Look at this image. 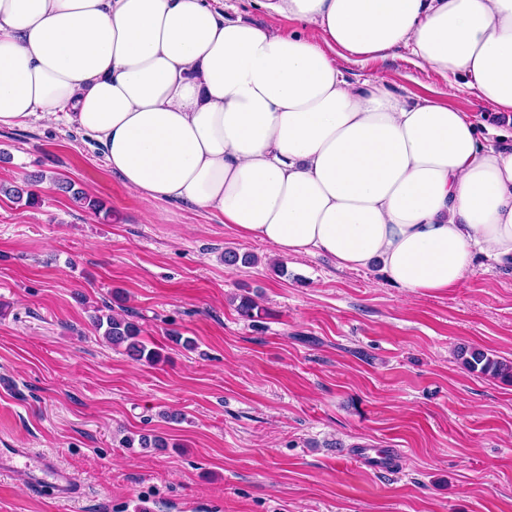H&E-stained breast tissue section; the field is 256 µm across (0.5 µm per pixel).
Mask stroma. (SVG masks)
Masks as SVG:
<instances>
[{
	"mask_svg": "<svg viewBox=\"0 0 512 512\" xmlns=\"http://www.w3.org/2000/svg\"><path fill=\"white\" fill-rule=\"evenodd\" d=\"M341 66L445 89L404 49ZM37 172V205L0 194V448L57 457L80 490L60 502L0 472V512H512V383L458 355L512 361V264L479 258L436 295L320 256L282 276L215 215L126 189L65 120L1 127L0 185ZM113 312L163 362L107 343L92 318ZM142 433L166 447L122 445ZM370 446L395 449L389 469L352 460Z\"/></svg>",
	"mask_w": 512,
	"mask_h": 512,
	"instance_id": "obj_1",
	"label": "stroma"
}]
</instances>
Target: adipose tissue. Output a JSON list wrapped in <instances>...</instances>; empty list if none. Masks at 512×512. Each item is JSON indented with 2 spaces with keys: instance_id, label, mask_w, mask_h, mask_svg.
Masks as SVG:
<instances>
[{
  "instance_id": "ef3b65f1",
  "label": "adipose tissue",
  "mask_w": 512,
  "mask_h": 512,
  "mask_svg": "<svg viewBox=\"0 0 512 512\" xmlns=\"http://www.w3.org/2000/svg\"><path fill=\"white\" fill-rule=\"evenodd\" d=\"M0 0V127L65 116L123 185L221 217L275 260L379 265L411 294L512 261V145L448 99L512 114V0ZM295 22L288 34L273 20ZM409 49L447 99L349 81ZM215 6L224 11L230 18L243 17L258 25L270 24L271 20L263 13L255 10L246 0H220Z\"/></svg>"
}]
</instances>
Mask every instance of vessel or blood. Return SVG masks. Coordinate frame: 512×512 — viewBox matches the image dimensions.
<instances>
[{"label":"vessel or blood","instance_id":"vessel-or-blood-1","mask_svg":"<svg viewBox=\"0 0 512 512\" xmlns=\"http://www.w3.org/2000/svg\"><path fill=\"white\" fill-rule=\"evenodd\" d=\"M0 465L25 470L33 490L50 493L59 501L72 498L79 489L74 474L50 458L34 456L27 448H0Z\"/></svg>","mask_w":512,"mask_h":512}]
</instances>
